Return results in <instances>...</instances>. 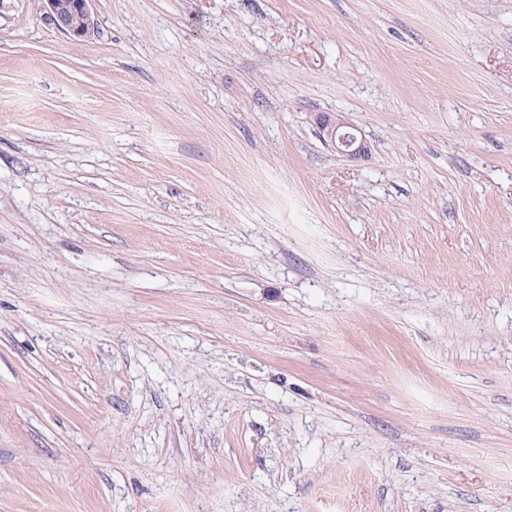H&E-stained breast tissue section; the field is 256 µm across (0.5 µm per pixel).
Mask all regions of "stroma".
<instances>
[{
  "mask_svg": "<svg viewBox=\"0 0 512 512\" xmlns=\"http://www.w3.org/2000/svg\"><path fill=\"white\" fill-rule=\"evenodd\" d=\"M92 12L0 0V512H512V0ZM48 17L56 29L65 35L82 39L94 29L92 3L94 0H45ZM317 124L324 138H327L340 153L348 158L357 160L368 154V145L365 139L353 133V129L344 120L330 113H320Z\"/></svg>",
  "mask_w": 512,
  "mask_h": 512,
  "instance_id": "stroma-1",
  "label": "stroma"
}]
</instances>
